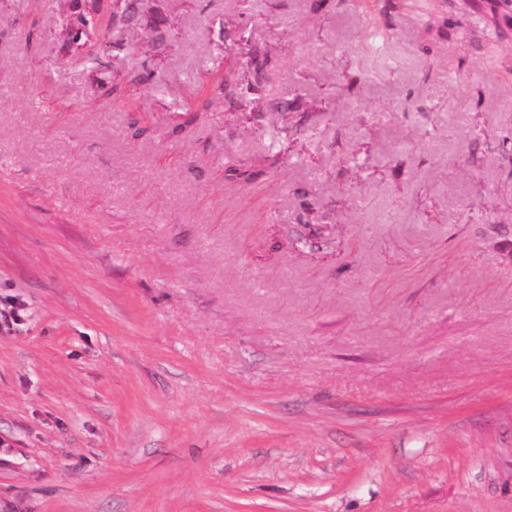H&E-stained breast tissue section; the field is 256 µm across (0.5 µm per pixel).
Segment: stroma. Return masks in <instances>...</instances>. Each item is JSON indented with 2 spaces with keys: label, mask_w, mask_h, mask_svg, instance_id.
Here are the masks:
<instances>
[{
  "label": "stroma",
  "mask_w": 512,
  "mask_h": 512,
  "mask_svg": "<svg viewBox=\"0 0 512 512\" xmlns=\"http://www.w3.org/2000/svg\"><path fill=\"white\" fill-rule=\"evenodd\" d=\"M71 2L0 16V512H512V25ZM249 59L246 65L251 67V82L248 81L246 90L258 91L268 83L275 59L267 51L260 49L252 51Z\"/></svg>",
  "instance_id": "obj_1"
}]
</instances>
